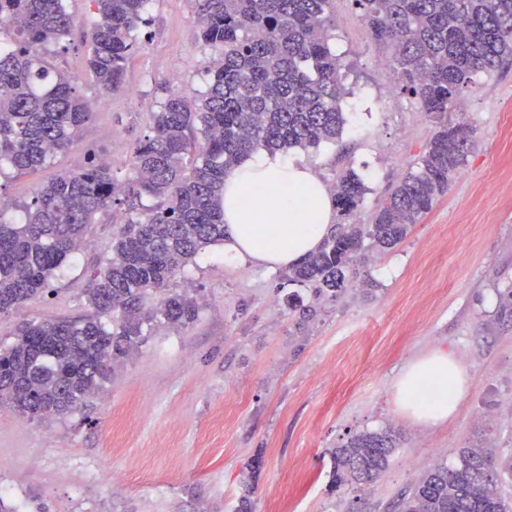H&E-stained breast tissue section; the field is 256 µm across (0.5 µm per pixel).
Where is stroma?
<instances>
[{"label": "stroma", "mask_w": 512, "mask_h": 512, "mask_svg": "<svg viewBox=\"0 0 512 512\" xmlns=\"http://www.w3.org/2000/svg\"><path fill=\"white\" fill-rule=\"evenodd\" d=\"M68 7L76 27L50 60L78 76L96 107L70 150L0 180V194L20 203L93 153L114 159L125 178L158 86L171 83L191 101L204 87L210 51L197 39L192 0H152L125 87L108 96L84 66L89 0ZM330 14L348 126L338 145L289 156L328 184L354 169L370 188L356 214L367 224L434 125L401 89L389 47L371 37L354 0H332ZM451 116L475 130L469 164L408 237L369 265L371 294L345 293L303 322L288 313L280 270L229 267L207 249L175 283L196 289L197 321L152 329L81 409L29 419L0 403V499L15 512H234L249 488L254 512H390L459 449L512 453V319L500 317L512 287V64L479 75ZM113 222L99 215L50 292L0 316V341H12L24 319L86 313L82 292L111 250ZM435 350L464 364L469 391L448 423L424 428L396 412L392 390L405 366ZM389 429L400 441L382 475L361 490H331L334 448ZM256 456L254 472L247 463Z\"/></svg>", "instance_id": "1"}]
</instances>
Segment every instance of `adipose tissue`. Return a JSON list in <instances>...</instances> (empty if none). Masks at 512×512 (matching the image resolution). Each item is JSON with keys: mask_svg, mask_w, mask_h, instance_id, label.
Listing matches in <instances>:
<instances>
[{"mask_svg": "<svg viewBox=\"0 0 512 512\" xmlns=\"http://www.w3.org/2000/svg\"><path fill=\"white\" fill-rule=\"evenodd\" d=\"M333 211L331 193L311 166L255 152L224 178V258L242 266L295 264L318 249ZM467 394L461 362L436 351L404 369L393 403L406 419L435 426L455 414Z\"/></svg>", "mask_w": 512, "mask_h": 512, "instance_id": "obj_1", "label": "adipose tissue"}]
</instances>
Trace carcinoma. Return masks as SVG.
<instances>
[{
    "label": "carcinoma",
    "instance_id": "cac0c4a2",
    "mask_svg": "<svg viewBox=\"0 0 512 512\" xmlns=\"http://www.w3.org/2000/svg\"><path fill=\"white\" fill-rule=\"evenodd\" d=\"M86 70L103 95L124 88L141 48L151 0H89ZM197 38L211 50L193 102L161 88L149 134L138 140L122 182L94 158L35 188L31 202L0 203V315L29 305L87 244L98 215L124 205L112 251L92 269L87 315L22 322L0 345V402L30 419L83 406L156 326L197 321L198 298L172 282L207 248L224 242V174L249 153L315 150L342 140L347 91L330 45L332 0H192ZM373 36L393 47L401 89L434 123L423 153L378 205L369 224H337L318 252L292 265L288 309L302 320L360 278L368 252L388 251L448 192L469 163L468 125L448 119L462 90L512 61V0H355ZM66 0H0V175L45 166L75 143L90 119L77 79L47 60L71 39ZM368 191L352 169L331 189L353 215ZM21 208L25 219L10 213ZM311 296L305 302L302 292ZM396 450L390 431H362L332 451L331 489L368 485ZM512 455L462 448L399 496L394 512H512L499 484Z\"/></svg>",
    "mask_w": 512,
    "mask_h": 512
}]
</instances>
